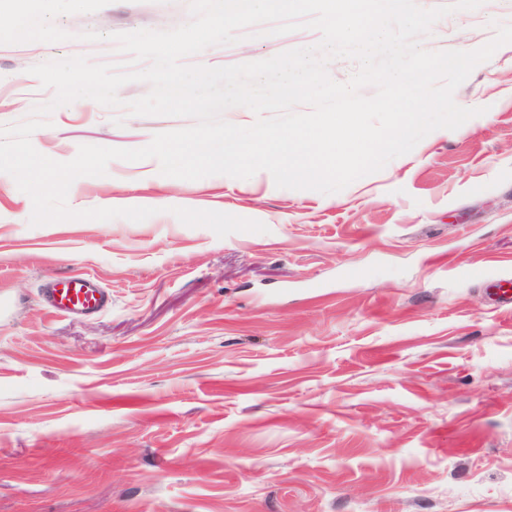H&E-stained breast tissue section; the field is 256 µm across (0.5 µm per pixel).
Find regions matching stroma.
Segmentation results:
<instances>
[{
	"instance_id": "35a3bbf8",
	"label": "stroma",
	"mask_w": 512,
	"mask_h": 512,
	"mask_svg": "<svg viewBox=\"0 0 512 512\" xmlns=\"http://www.w3.org/2000/svg\"><path fill=\"white\" fill-rule=\"evenodd\" d=\"M188 19L189 0H112L55 17L70 40L0 44V125L52 100L30 67L124 63L108 34ZM498 22L512 0L454 12L420 44L472 51ZM319 40L246 38L186 62ZM453 98L480 111L463 134L434 130L332 194L114 160L77 178L69 208L153 216L33 226L30 197L1 177L0 512H512V306L493 287L512 280V44ZM114 115L61 106L31 141L67 162L193 124ZM177 208L267 230L220 238ZM63 274L111 304L50 312L40 290Z\"/></svg>"
}]
</instances>
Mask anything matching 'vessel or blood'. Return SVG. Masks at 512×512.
<instances>
[{
	"mask_svg": "<svg viewBox=\"0 0 512 512\" xmlns=\"http://www.w3.org/2000/svg\"><path fill=\"white\" fill-rule=\"evenodd\" d=\"M43 301L55 313L92 315L109 305L110 295L91 279L73 275L49 284L44 290Z\"/></svg>",
	"mask_w": 512,
	"mask_h": 512,
	"instance_id": "1",
	"label": "vessel or blood"
}]
</instances>
